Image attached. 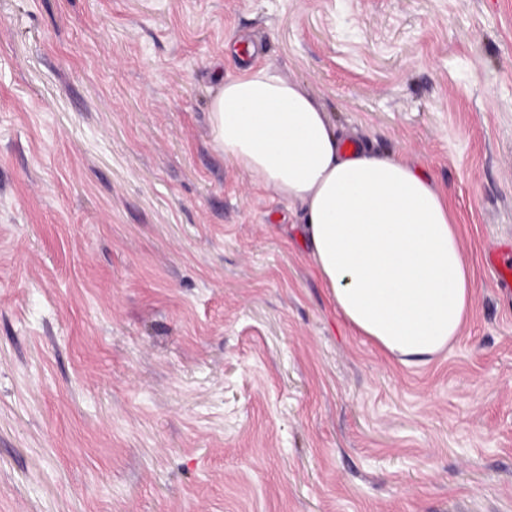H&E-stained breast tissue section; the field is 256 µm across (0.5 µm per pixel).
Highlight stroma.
<instances>
[{"mask_svg": "<svg viewBox=\"0 0 512 512\" xmlns=\"http://www.w3.org/2000/svg\"><path fill=\"white\" fill-rule=\"evenodd\" d=\"M448 189L461 336L388 360L211 142L240 62ZM512 0H0V512H512Z\"/></svg>", "mask_w": 512, "mask_h": 512, "instance_id": "obj_1", "label": "stroma"}]
</instances>
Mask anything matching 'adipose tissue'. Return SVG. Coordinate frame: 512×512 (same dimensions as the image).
Returning a JSON list of instances; mask_svg holds the SVG:
<instances>
[{
    "label": "adipose tissue",
    "mask_w": 512,
    "mask_h": 512,
    "mask_svg": "<svg viewBox=\"0 0 512 512\" xmlns=\"http://www.w3.org/2000/svg\"><path fill=\"white\" fill-rule=\"evenodd\" d=\"M209 110L212 143L287 202L354 332L404 364L461 335L475 273L446 189L401 157L351 144L317 96L269 64L243 62Z\"/></svg>",
    "instance_id": "obj_1"
}]
</instances>
